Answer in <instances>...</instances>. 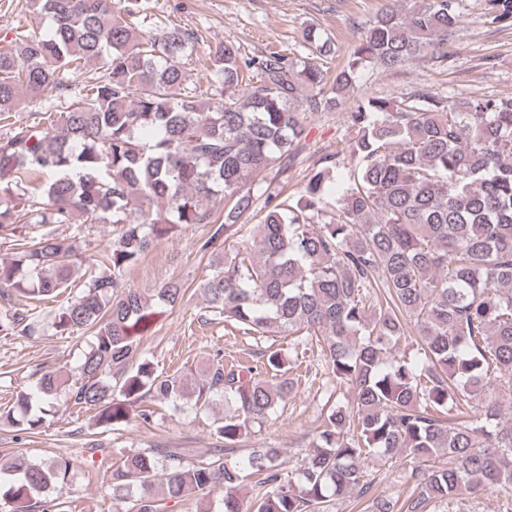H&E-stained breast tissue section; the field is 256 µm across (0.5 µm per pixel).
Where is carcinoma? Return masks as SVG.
<instances>
[{"label": "carcinoma", "mask_w": 512, "mask_h": 512, "mask_svg": "<svg viewBox=\"0 0 512 512\" xmlns=\"http://www.w3.org/2000/svg\"><path fill=\"white\" fill-rule=\"evenodd\" d=\"M51 34L0 37V118L19 93L40 99L69 88L94 62L98 77L63 110L0 139V235L17 224H113L108 248L85 258L92 272L53 318L61 335L92 333L78 382L44 371L18 388L0 423L45 427L58 396L91 410L102 435L133 417L150 396L198 412L224 403L214 434L230 450L285 404L291 362L263 353L262 372L216 360L190 374L164 375L140 348L158 306L184 288H123L125 273L154 239L209 224L200 246L230 232L242 250L199 283L214 320L254 336L322 337L331 393L301 466L284 476L276 448H253L240 468L221 454L184 465L166 448L128 454L110 466L115 512H169L171 503L217 499L220 512H330L338 498L372 490L364 455L410 456L413 493L383 497L375 512H433L460 491L499 493L512 512V97L452 102L432 92L401 101L362 100L348 113L350 184L325 214L336 155L324 156L293 197L254 194L256 177L288 164L310 135L301 112L338 109L367 66L394 69L416 57L448 64V39L463 23L460 0H413L378 14L328 75L333 43L303 32L312 56L277 51L251 58L227 40L208 49L207 71L224 86L203 98L185 85L198 41L179 27L143 32L149 0H27ZM484 22L512 24V0H486ZM259 210L257 224H240ZM75 246L44 233L0 262V298L52 301L73 284ZM0 332L32 336L37 321L14 312ZM414 335L413 353L399 352ZM0 507L52 512L50 493L69 465L24 458L3 470ZM258 492L244 502L245 476Z\"/></svg>", "instance_id": "cac0c4a2"}]
</instances>
